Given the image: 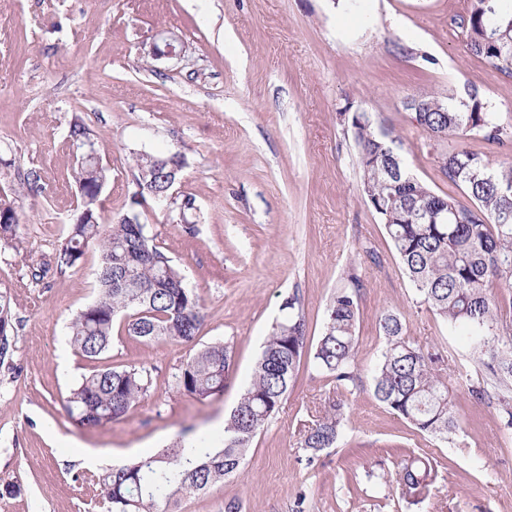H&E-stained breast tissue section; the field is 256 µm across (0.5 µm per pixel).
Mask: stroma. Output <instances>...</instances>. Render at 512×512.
<instances>
[{"mask_svg":"<svg viewBox=\"0 0 512 512\" xmlns=\"http://www.w3.org/2000/svg\"><path fill=\"white\" fill-rule=\"evenodd\" d=\"M467 0H0V192L15 203L13 246L0 247V293L16 317L13 368H0V512H107L85 448L158 452L179 439L219 433L252 378L265 337L298 293L310 338L355 268L359 305L357 389L303 365L294 387L249 449L240 473L185 495L179 512H512V436L492 407L454 392L462 428L452 441L414 430L372 393L384 347L378 319L402 313L421 346L471 365L458 331L417 304L383 224L362 193L353 134L339 112H367L398 138L408 171L448 192L408 98L475 91L512 123V76L473 55L451 19ZM168 30L181 59L152 60L142 47ZM81 120L110 171L105 214L127 211L141 151L182 153L177 185L194 200L195 234L177 213L143 209L149 236L202 299L194 341L141 343L116 320L107 364L151 377L148 397L96 429L72 422L66 398L93 365L66 343L67 325L94 298L99 259L79 268L52 263L78 203L76 160L66 142ZM38 192L21 186L28 173ZM380 264H373L370 253ZM49 271L33 276L40 265ZM227 341L232 365L220 399L177 391L182 366L204 345ZM342 398L347 420L335 447L308 460L302 425ZM437 461L428 497L399 496L404 460Z\"/></svg>","mask_w":512,"mask_h":512,"instance_id":"1","label":"stroma"}]
</instances>
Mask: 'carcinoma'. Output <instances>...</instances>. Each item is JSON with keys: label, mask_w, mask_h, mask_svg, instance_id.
Here are the masks:
<instances>
[{"label": "carcinoma", "mask_w": 512, "mask_h": 512, "mask_svg": "<svg viewBox=\"0 0 512 512\" xmlns=\"http://www.w3.org/2000/svg\"><path fill=\"white\" fill-rule=\"evenodd\" d=\"M469 51L496 70L512 75V3L468 0ZM415 121L437 149L453 138H471L504 147L512 125H504L477 94L469 100L420 96ZM353 129L362 191L384 225L418 303L448 326L462 330L472 346L480 379L465 378L477 405L495 406L502 429L512 432V336L497 333L512 322V163L491 166L480 151L451 146L436 154L438 168L468 199L440 195L410 175L392 131L367 112H342ZM80 151L76 181L79 204L55 255L58 270L80 266L92 245L100 262L93 301L68 326V342L85 360L102 359L112 346L114 321L123 316L128 335L142 342H191L199 330L201 297L184 286V275L148 236L141 223L125 216L106 221L100 195L109 169L97 157L85 125L74 120L67 136ZM161 154L135 156L136 172L156 189L165 184ZM18 220L12 200L0 194V246H12ZM336 291L316 343H310L298 292L284 301L283 319L272 325L251 383L224 419L221 435L202 434L180 441L97 476L98 496L108 512H173L185 495L206 490L237 474L254 438L279 412L305 354L315 371L336 383L356 385L359 336L357 315L362 284ZM385 344L374 367L373 394L418 432L446 440L459 427L450 396L452 385L442 354L425 351L407 335L401 314L386 310L378 321ZM14 315L10 297L0 293V367L13 366ZM232 347L215 342L199 349L177 376V388L200 401L221 394L231 366ZM151 385L148 372L134 365L94 371L70 391L68 410L81 426H102L134 408ZM346 419L337 400L303 430L308 462L336 444ZM433 466L413 457L397 473L403 500L417 504L429 491Z\"/></svg>", "instance_id": "cac0c4a2"}]
</instances>
